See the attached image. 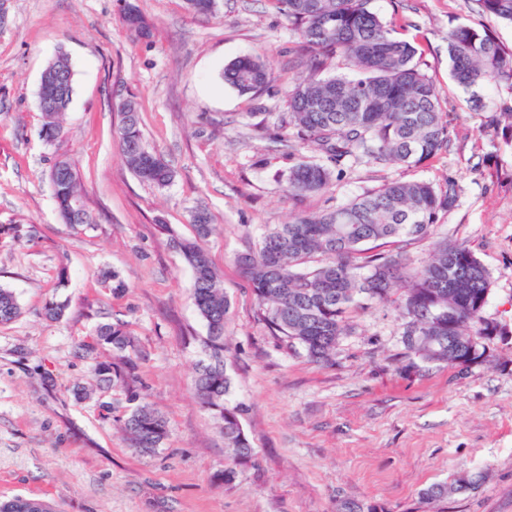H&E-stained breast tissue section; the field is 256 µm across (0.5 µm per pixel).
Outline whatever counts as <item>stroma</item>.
<instances>
[{
	"label": "stroma",
	"mask_w": 512,
	"mask_h": 512,
	"mask_svg": "<svg viewBox=\"0 0 512 512\" xmlns=\"http://www.w3.org/2000/svg\"><path fill=\"white\" fill-rule=\"evenodd\" d=\"M124 2L0 0V287L22 305L0 325V500L40 498L56 512H338L346 501L368 512H512V336L485 340V361L467 368L428 361L406 353L394 303L364 300L332 364L320 365L271 336L238 264L266 225L297 211L322 213L391 180H451L455 207L429 238L400 249L418 266L433 242L470 248L489 275L483 320L512 332V127L499 119L512 110V89L459 88L448 60L452 27H488L512 52V26L475 0H370L440 87L448 146L419 168L348 162L326 191L296 200L284 191L288 172L315 151L277 125L288 87L307 76L291 66L305 47L287 18L271 0H218L210 15L185 0H132L151 29L139 40ZM61 53L74 93L61 136L48 143L37 89ZM243 55L274 65L258 95L221 78ZM126 99L146 147L175 172L167 188L141 181L121 158ZM58 158L78 171L93 223L62 221L50 181ZM200 205L212 214L205 249L230 301L228 399L241 406L255 451L235 465L192 388L208 330L173 240L193 236ZM106 269L122 287H105ZM56 295L68 308L52 321L44 307ZM103 322L127 324L142 352L139 385L170 425L155 452L126 441L121 390L74 396L92 358L110 355L81 351ZM463 472L482 473L476 490L423 499L424 488Z\"/></svg>",
	"instance_id": "35a3bbf8"
}]
</instances>
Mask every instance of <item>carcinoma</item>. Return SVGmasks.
Masks as SVG:
<instances>
[{
	"label": "carcinoma",
	"instance_id": "1",
	"mask_svg": "<svg viewBox=\"0 0 512 512\" xmlns=\"http://www.w3.org/2000/svg\"><path fill=\"white\" fill-rule=\"evenodd\" d=\"M274 2L296 26L308 52L299 65L312 74L288 89L290 112L280 118V126H293L302 143L314 144L326 158L324 162L300 159L288 173V196L300 200L324 191L335 168L349 157L409 168L442 151L447 128L440 90L419 69L418 48L395 37L393 29L369 9L370 0ZM478 5L483 13L512 24V0H478ZM124 18L135 37L150 36L140 14L126 13ZM333 57L340 58L350 74L314 78L324 61ZM448 59L453 81L464 89L486 83L512 88V52H505L487 29L459 24L448 30ZM272 74L269 61L241 56L224 66L221 78L247 95L266 87ZM73 77L66 54L57 55L42 73L37 96L61 93L72 100ZM119 142L125 164L138 178L158 188L172 183L174 171L144 145L138 113H122ZM50 179L61 217L73 227L93 223L70 162L57 159ZM456 197L451 181L436 186L393 180L322 214L302 212L286 224L266 227L255 249L239 257L263 318L275 335L298 343L308 358L326 364L359 299L384 303L394 284L402 281L404 293L397 304L402 336L415 337L403 342L404 347L450 365L480 362L484 353L471 352V342L488 335L482 312L489 281L472 250L438 241L426 264L413 269L400 251L372 254L368 248L400 237H427ZM191 224L194 236L177 239L174 246L192 272L194 304L208 329L204 340L208 362L199 364L193 391L202 407L214 414L232 459L247 461L254 450L242 427L241 408L227 402L231 381L224 370V326L230 303L224 281L203 248L214 230L208 209L195 208ZM315 255L323 257V263L302 268ZM66 309L67 301L55 296L46 304L45 316L59 320ZM20 314L14 292L0 288V324ZM95 336L97 345L112 351L113 360L92 361L91 388H78V398L86 399L96 390L121 389L128 403L122 430L130 446L145 453L161 447L169 436L168 421L140 392L139 355L127 325L101 323ZM462 489L456 481L433 484L423 495L439 500Z\"/></svg>",
	"mask_w": 512,
	"mask_h": 512
}]
</instances>
